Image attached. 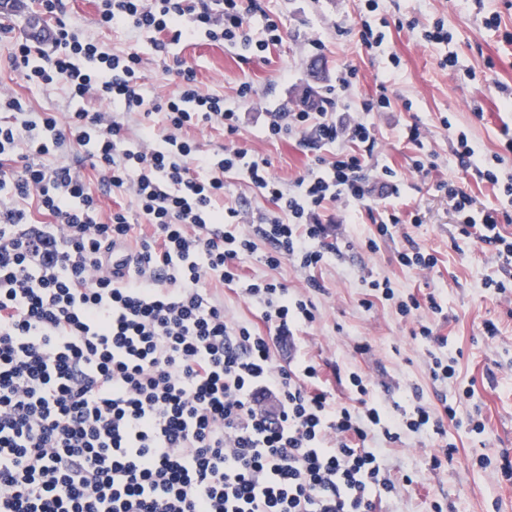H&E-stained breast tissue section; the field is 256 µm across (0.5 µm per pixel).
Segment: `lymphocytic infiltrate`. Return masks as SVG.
Returning a JSON list of instances; mask_svg holds the SVG:
<instances>
[{
	"instance_id": "lymphocytic-infiltrate-1",
	"label": "lymphocytic infiltrate",
	"mask_w": 512,
	"mask_h": 512,
	"mask_svg": "<svg viewBox=\"0 0 512 512\" xmlns=\"http://www.w3.org/2000/svg\"><path fill=\"white\" fill-rule=\"evenodd\" d=\"M34 2L51 21L48 46L16 41L12 63L28 86L63 85L77 106L61 120L34 116L0 93L12 114L0 122V512H377L396 485L366 444L372 428L395 443L407 430L441 431L456 409L392 413L355 371L360 410L336 405L312 360L273 363V343L294 345L315 321L312 300L240 274L257 255L272 269L292 263L321 290L314 271L326 260L331 227L320 211L329 203L376 213L372 252L402 227L387 208L400 194L396 172L374 166L372 126L344 115L356 69L340 70L316 108L267 113V137L299 136L317 154L287 191L266 159L237 146L207 156L184 137L209 124L238 130V113L199 90L194 68H178L176 93L146 100L138 51L81 36L65 0ZM98 23L149 34L166 58L200 34L261 57L281 40L272 22L252 38L242 0H99ZM88 100L160 114L165 125H145L131 141ZM454 153L512 201L503 154L481 157L463 132ZM240 170L273 205L248 233L234 231L239 211L224 201L225 173ZM436 189L459 236L511 268L501 226L512 214L478 207L453 179ZM117 192L132 206L103 211L102 197ZM115 240L135 243L116 280L100 263ZM212 281L240 284L273 335L227 320Z\"/></svg>"
}]
</instances>
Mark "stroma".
<instances>
[{"label":"stroma","instance_id":"35a3bbf8","mask_svg":"<svg viewBox=\"0 0 512 512\" xmlns=\"http://www.w3.org/2000/svg\"><path fill=\"white\" fill-rule=\"evenodd\" d=\"M363 0H244L247 21L254 37H261L266 21H275L282 41L272 47L267 59H260L243 45H231L206 37L175 46L179 60L196 71L203 91L223 96L227 107L240 114L236 143L249 154L270 164V171L284 189H292L296 179L313 167L315 154L299 137L271 139L264 127L266 114L297 105L320 103L336 84V73L344 66L357 68L354 98L374 94L380 80H388L393 94L391 106L366 114L378 139L379 164L394 168L400 178V196L394 201L400 215L421 207L422 221L406 225L404 233L381 243L378 251H368L364 241L374 226L366 213L334 210L333 234L325 242L329 250L325 264L315 273L322 291L310 293L318 320L302 327L296 335L301 352L319 364L325 390L336 403L355 404L357 395L346 381L349 372H359L371 389L410 409L415 403L442 410L441 400L453 397L457 387H470L473 395L463 401L457 415L466 418L480 410L486 424L476 435L444 421L443 433L421 431L403 433L399 442H386L375 435V448L391 476L397 480L396 493L384 500L382 512H430L440 501L444 512H512V480L495 470L503 455L512 456V316L502 296L485 290L486 277L503 278L504 273L479 244L454 238L455 216L444 193L435 191L437 181L457 179L479 204L504 208L508 202L492 185L476 173L463 172L453 153V134L466 131L481 154L501 151L502 124L512 125V113L500 105L496 84L512 88V44L481 23L485 14L501 17L502 29L512 30V0H484L482 11L463 0H379V8L369 14L372 26H383L386 38L376 52L360 46L354 27ZM69 20L85 35L100 39L113 51L137 49L147 80L146 95L173 93L179 79L175 65L156 56L148 34L132 28L114 30L97 24V0H67ZM418 19L419 29L406 28L409 19ZM444 20L452 39L446 44L423 41L420 28ZM35 29L31 0H0V87L22 98L30 112L63 115L76 103L62 86L31 89L10 62L15 41L31 37ZM324 47L314 50L311 40ZM458 59L456 66L439 65L446 55ZM399 65H392L391 56ZM320 61L322 77L313 80L311 61ZM250 82L256 95L250 102H238L235 91ZM481 115H474V108ZM417 122L429 131L425 148L435 155L436 170L428 179L410 171L416 147L399 136L403 125ZM227 203L239 206L240 230H248L259 213L269 207L240 174L224 179ZM415 240L438 258L427 274L401 267L398 251ZM244 279L269 278L284 284L289 293H308L304 276L291 263L269 269L258 257L244 259ZM390 279L396 296L435 294L443 302L445 314L433 316L421 310L401 318L392 303L375 300L369 283ZM494 320L497 336H487L486 320ZM431 323L438 335L447 337L444 349L456 359V377L448 383L434 382L430 376L429 342L418 337L420 324ZM455 449L439 469L431 458L446 444ZM413 475L411 485H402L403 475Z\"/></svg>","mask_w":512,"mask_h":512}]
</instances>
